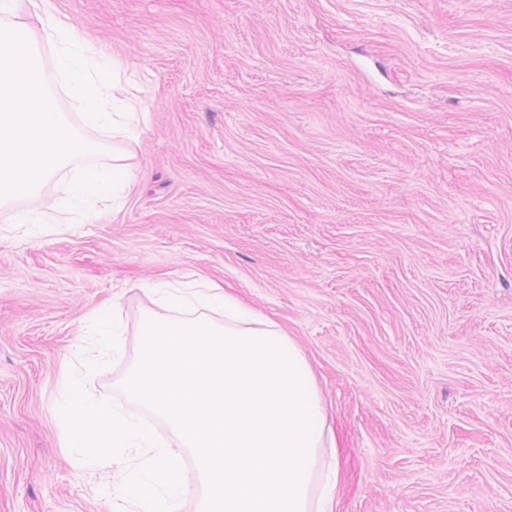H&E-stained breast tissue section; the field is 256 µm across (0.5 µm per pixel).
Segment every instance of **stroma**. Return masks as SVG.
Instances as JSON below:
<instances>
[{
    "label": "stroma",
    "mask_w": 512,
    "mask_h": 512,
    "mask_svg": "<svg viewBox=\"0 0 512 512\" xmlns=\"http://www.w3.org/2000/svg\"><path fill=\"white\" fill-rule=\"evenodd\" d=\"M146 115L120 211L0 209V512H130L56 404L95 308L204 278L303 353L339 512H512V0H55ZM111 347V340H104Z\"/></svg>",
    "instance_id": "obj_1"
}]
</instances>
